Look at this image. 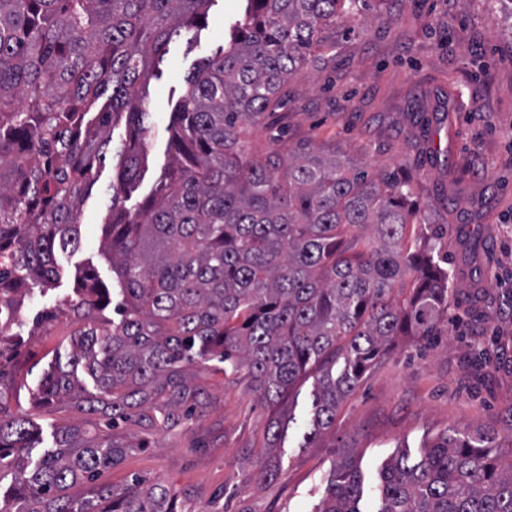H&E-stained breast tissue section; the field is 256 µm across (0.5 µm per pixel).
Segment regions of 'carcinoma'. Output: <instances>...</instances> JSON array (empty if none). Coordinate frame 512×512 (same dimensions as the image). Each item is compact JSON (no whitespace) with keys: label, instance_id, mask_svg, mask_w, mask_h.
<instances>
[{"label":"carcinoma","instance_id":"1","mask_svg":"<svg viewBox=\"0 0 512 512\" xmlns=\"http://www.w3.org/2000/svg\"><path fill=\"white\" fill-rule=\"evenodd\" d=\"M211 2L0 0V512H220L137 475L97 484L147 436L205 414L191 367L215 359L225 381L248 380L279 409L257 473L270 482L300 380L313 379L310 448L395 339L427 341L448 315V253L416 207L412 175H371L310 141L283 150L274 139L254 158L241 140L242 125L283 105L290 76L319 59L326 27L362 18L366 0H247L227 44L185 80L171 164L145 202L127 207L147 160L154 62ZM115 148L123 165L107 226L119 319L98 323L111 298L92 271L41 315L84 321L68 361L31 397L86 419L45 447L28 415L11 412L18 298L53 286L56 252L80 243L84 186ZM80 367L94 390L75 381ZM494 439L446 431L416 457L391 458L377 512H512V460L492 453ZM362 495L346 457L316 512H362Z\"/></svg>","mask_w":512,"mask_h":512}]
</instances>
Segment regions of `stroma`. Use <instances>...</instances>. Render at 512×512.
<instances>
[{"label":"stroma","instance_id":"35a3bbf8","mask_svg":"<svg viewBox=\"0 0 512 512\" xmlns=\"http://www.w3.org/2000/svg\"><path fill=\"white\" fill-rule=\"evenodd\" d=\"M244 0H212L207 15L169 44L148 91L147 165L128 204L150 193L171 153L168 131L185 79L224 43ZM365 21L333 26L319 60L288 81V103L244 133L253 155L272 140L302 138L362 153L369 171L405 169L417 196L445 231L448 319L431 344L411 338L378 359L339 405L334 424L303 447L298 423L311 406V383L293 390L294 424L277 454L281 473L255 483L263 436L274 413L247 382L229 384L209 365L193 367L210 397L204 417L103 471L99 484L132 476L160 479L225 512H315L346 452L361 463L364 512H375L378 471L399 450L420 452L455 428H494L502 458L512 457V0H368ZM120 158L108 154L83 192L81 243L56 255L55 290L26 296L18 380L36 385L55 356L71 351L74 323L36 327L91 270L118 285L101 243Z\"/></svg>","mask_w":512,"mask_h":512}]
</instances>
